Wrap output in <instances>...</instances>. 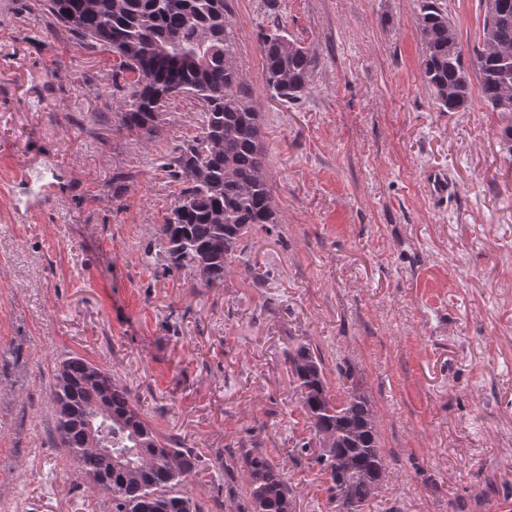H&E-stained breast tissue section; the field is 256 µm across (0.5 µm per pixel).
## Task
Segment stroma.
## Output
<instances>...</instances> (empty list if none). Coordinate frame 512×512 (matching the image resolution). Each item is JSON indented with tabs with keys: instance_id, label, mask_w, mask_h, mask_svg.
I'll use <instances>...</instances> for the list:
<instances>
[{
	"instance_id": "35a3bbf8",
	"label": "stroma",
	"mask_w": 512,
	"mask_h": 512,
	"mask_svg": "<svg viewBox=\"0 0 512 512\" xmlns=\"http://www.w3.org/2000/svg\"><path fill=\"white\" fill-rule=\"evenodd\" d=\"M464 56L481 0H437ZM260 114L277 221L224 278L174 265L160 234L197 132L181 97L148 137L116 53L79 47L41 0H0V512H104L59 447L50 392L83 357L190 449L201 512H238L265 454L296 512H336L288 350L320 352L330 390L366 392L386 456L366 512H512V112L473 90L446 112L423 78L417 0H226ZM317 57L301 99L269 89L260 34ZM53 185L26 206L21 167ZM448 176L434 202L424 175ZM232 470H225V463Z\"/></svg>"
}]
</instances>
